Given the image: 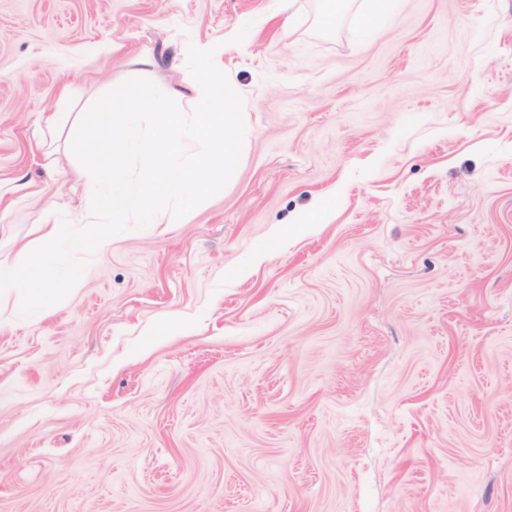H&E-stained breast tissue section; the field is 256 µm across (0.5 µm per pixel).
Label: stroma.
Segmentation results:
<instances>
[{
    "instance_id": "1",
    "label": "stroma",
    "mask_w": 512,
    "mask_h": 512,
    "mask_svg": "<svg viewBox=\"0 0 512 512\" xmlns=\"http://www.w3.org/2000/svg\"><path fill=\"white\" fill-rule=\"evenodd\" d=\"M397 2L0 0V259L89 207L113 84L193 111L211 48L246 126L221 192L0 323V512H512V0Z\"/></svg>"
}]
</instances>
